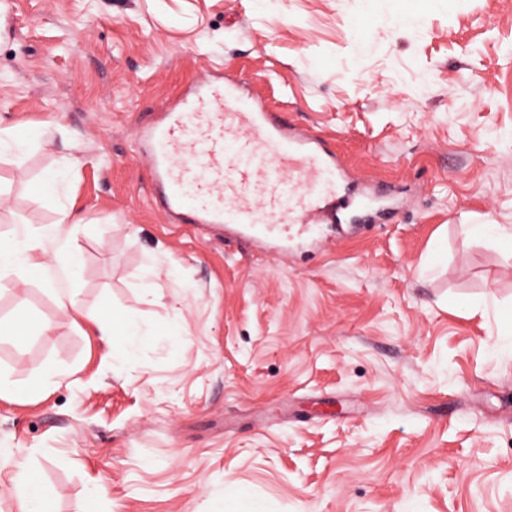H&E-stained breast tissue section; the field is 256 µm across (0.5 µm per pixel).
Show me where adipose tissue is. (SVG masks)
Returning <instances> with one entry per match:
<instances>
[{"mask_svg":"<svg viewBox=\"0 0 512 512\" xmlns=\"http://www.w3.org/2000/svg\"><path fill=\"white\" fill-rule=\"evenodd\" d=\"M72 214L62 211L58 223L42 228L39 236H30L25 228H14L9 236H0V273H9L18 280H26L34 268L43 264V243L60 239L63 225L72 223ZM96 334L107 347L122 350L126 360H134L141 341L154 333L153 328L123 321L116 322L112 315L96 314L92 317Z\"/></svg>","mask_w":512,"mask_h":512,"instance_id":"1","label":"adipose tissue"}]
</instances>
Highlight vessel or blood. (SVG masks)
<instances>
[{"label":"vessel or blood","instance_id":"obj_1","mask_svg":"<svg viewBox=\"0 0 512 512\" xmlns=\"http://www.w3.org/2000/svg\"><path fill=\"white\" fill-rule=\"evenodd\" d=\"M165 212L182 224H232L263 234L324 224L349 208L332 186L337 155L293 135L238 80L194 86L142 134Z\"/></svg>","mask_w":512,"mask_h":512}]
</instances>
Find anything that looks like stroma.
Segmentation results:
<instances>
[{"label":"stroma","mask_w":512,"mask_h":512,"mask_svg":"<svg viewBox=\"0 0 512 512\" xmlns=\"http://www.w3.org/2000/svg\"><path fill=\"white\" fill-rule=\"evenodd\" d=\"M214 73L336 150L346 222L273 252L156 206L141 131ZM0 129V233L79 219L78 278L53 240L0 277L45 325L0 337V448L53 512H512V251L469 230L512 229V0H0ZM104 307L156 328L134 364Z\"/></svg>","instance_id":"35a3bbf8"}]
</instances>
